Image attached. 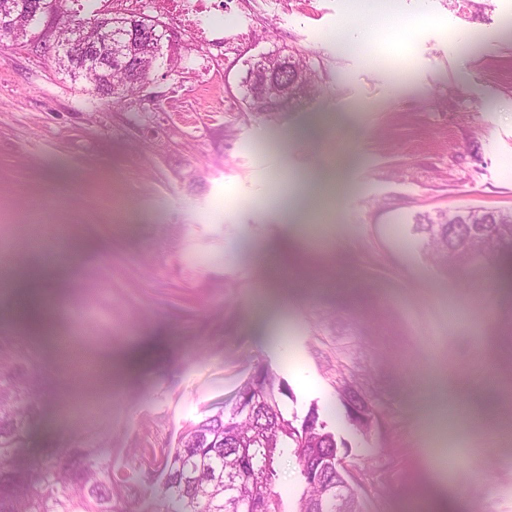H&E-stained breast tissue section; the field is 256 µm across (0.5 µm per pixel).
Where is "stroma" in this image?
I'll use <instances>...</instances> for the list:
<instances>
[{
  "mask_svg": "<svg viewBox=\"0 0 512 512\" xmlns=\"http://www.w3.org/2000/svg\"><path fill=\"white\" fill-rule=\"evenodd\" d=\"M358 0H266L241 19L220 92L234 107L168 145L115 112L188 90L181 29L140 94L99 99L37 41L0 45V337L15 275L45 264L47 326L36 354L28 453L74 439L112 444L128 502L189 421L231 399L256 362L291 388L289 411L327 406L312 350L326 316L364 344L390 393L383 434L343 418L349 470H375L369 512H512V260L475 291L434 262L416 224L459 211H512V0H395L429 16L357 46L333 36ZM305 53L320 92L268 123L243 114L247 64ZM197 170L188 186L180 171ZM320 184L283 222L280 174ZM97 301L85 311L86 297ZM296 355L287 366L283 348Z\"/></svg>",
  "mask_w": 512,
  "mask_h": 512,
  "instance_id": "1",
  "label": "stroma"
}]
</instances>
